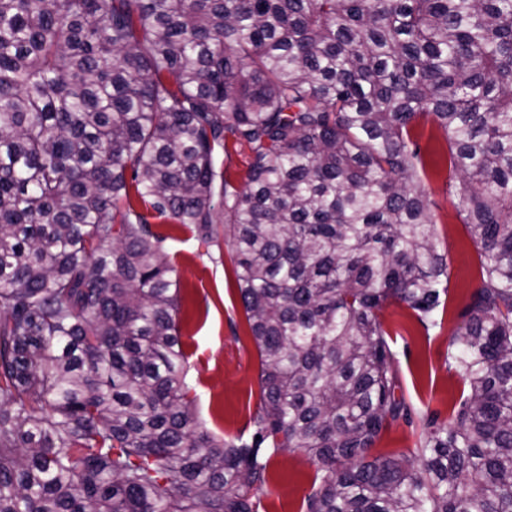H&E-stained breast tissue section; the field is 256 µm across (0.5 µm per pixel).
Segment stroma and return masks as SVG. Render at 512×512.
<instances>
[{
	"instance_id": "stroma-1",
	"label": "stroma",
	"mask_w": 512,
	"mask_h": 512,
	"mask_svg": "<svg viewBox=\"0 0 512 512\" xmlns=\"http://www.w3.org/2000/svg\"><path fill=\"white\" fill-rule=\"evenodd\" d=\"M415 138L426 161L419 186L433 203L437 250L448 265V293L428 328L402 304H387L379 314L395 355V393L411 406L413 418L383 431L372 449L382 456L407 454L428 418L440 424L451 418L464 385L448 369V346L464 330L470 296L480 284L478 250L448 197L445 136L426 123L416 127ZM150 227L161 238L179 285L185 383L197 416L216 438L251 434L250 420L261 404V364L240 301L232 248L221 238L203 241L199 231L180 224L155 220ZM318 473V464L307 456L281 451L271 461L265 484L254 492L257 512H303Z\"/></svg>"
}]
</instances>
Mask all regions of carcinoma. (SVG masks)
Returning <instances> with one entry per match:
<instances>
[{
	"label": "carcinoma",
	"mask_w": 512,
	"mask_h": 512,
	"mask_svg": "<svg viewBox=\"0 0 512 512\" xmlns=\"http://www.w3.org/2000/svg\"><path fill=\"white\" fill-rule=\"evenodd\" d=\"M422 120L480 255L467 390L372 456L412 419L378 312L448 292ZM151 218L236 254L251 436L198 423ZM285 449L304 512H512V0H0V512H256ZM248 150L245 147L238 146L234 148L229 145L228 157L221 156L224 159V166L227 168L228 174L231 175L234 183L238 186L243 182L247 167Z\"/></svg>",
	"instance_id": "carcinoma-1"
}]
</instances>
